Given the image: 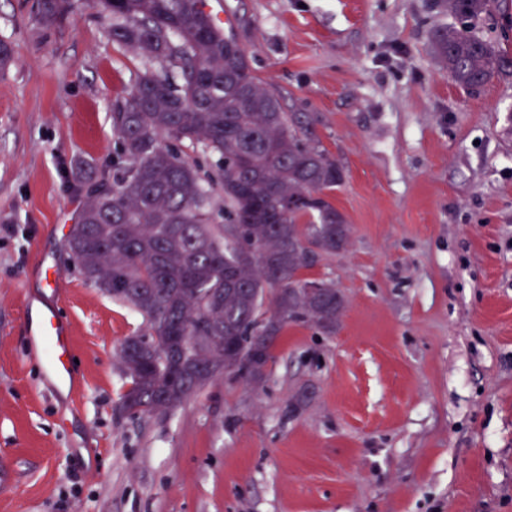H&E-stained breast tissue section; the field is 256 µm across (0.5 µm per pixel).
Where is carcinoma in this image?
I'll return each mask as SVG.
<instances>
[{
  "instance_id": "carcinoma-1",
  "label": "carcinoma",
  "mask_w": 512,
  "mask_h": 512,
  "mask_svg": "<svg viewBox=\"0 0 512 512\" xmlns=\"http://www.w3.org/2000/svg\"><path fill=\"white\" fill-rule=\"evenodd\" d=\"M440 2L457 24L435 30L432 49L451 80L475 91L512 77V54L474 32L496 0ZM203 4L103 0L112 41L162 69L140 73L112 113V180L90 191L67 236L84 281L142 317L119 355L132 416L168 414L223 374L262 379L289 325L332 335L345 308L332 282L305 290V271L351 241L331 201L342 169L309 116L283 110ZM72 6L40 0V20ZM185 144L214 158L208 183Z\"/></svg>"
}]
</instances>
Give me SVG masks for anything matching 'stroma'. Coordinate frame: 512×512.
Masks as SVG:
<instances>
[{
	"label": "stroma",
	"instance_id": "obj_1",
	"mask_svg": "<svg viewBox=\"0 0 512 512\" xmlns=\"http://www.w3.org/2000/svg\"><path fill=\"white\" fill-rule=\"evenodd\" d=\"M209 2L343 171L351 242L307 271L341 291L340 325H289L261 382L126 413L117 352L142 319L66 239L145 62L99 0L53 24L0 0V512H512V78L448 77L436 0ZM38 304L72 327L74 391L30 334Z\"/></svg>",
	"mask_w": 512,
	"mask_h": 512
}]
</instances>
